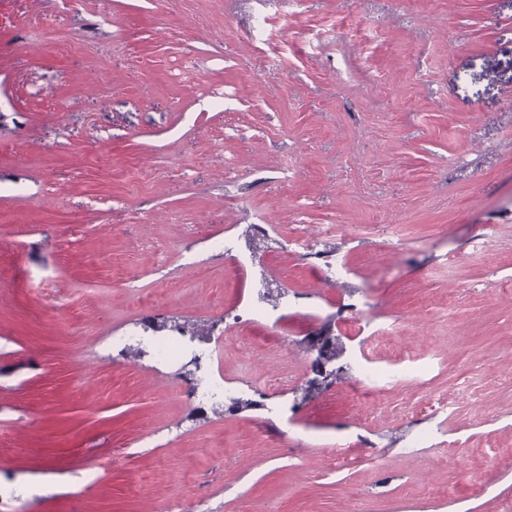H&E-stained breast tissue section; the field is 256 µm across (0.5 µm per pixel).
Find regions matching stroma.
I'll return each instance as SVG.
<instances>
[{
  "label": "stroma",
  "mask_w": 512,
  "mask_h": 512,
  "mask_svg": "<svg viewBox=\"0 0 512 512\" xmlns=\"http://www.w3.org/2000/svg\"><path fill=\"white\" fill-rule=\"evenodd\" d=\"M270 213L251 267L214 251ZM330 225L321 284L292 244ZM260 277L287 349L222 335ZM509 279L512 0H0V512H505ZM162 317L264 398L199 413L187 355H116ZM327 322L344 370L305 400ZM361 362L408 372L373 411Z\"/></svg>",
  "instance_id": "1"
}]
</instances>
